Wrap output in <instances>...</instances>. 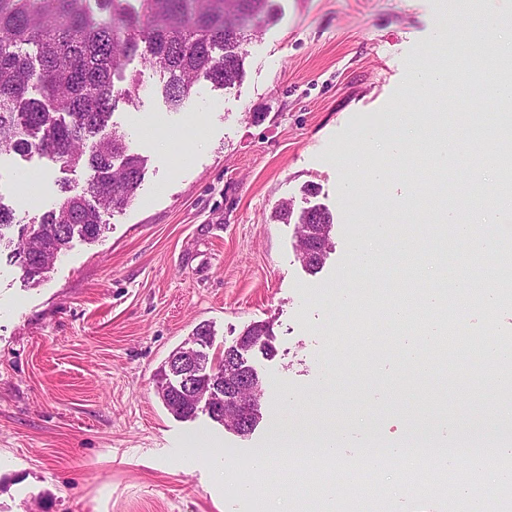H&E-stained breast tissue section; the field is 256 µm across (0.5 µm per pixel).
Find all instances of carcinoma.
Returning <instances> with one entry per match:
<instances>
[{
	"label": "carcinoma",
	"instance_id": "1",
	"mask_svg": "<svg viewBox=\"0 0 512 512\" xmlns=\"http://www.w3.org/2000/svg\"><path fill=\"white\" fill-rule=\"evenodd\" d=\"M270 12L271 0H0V154L34 151L88 170L80 188L63 184L61 201L26 224L0 204V246L10 248L23 279H44L74 237L98 241L104 213H121L136 197L147 159L111 123L118 101L139 96V80L124 73L127 59L138 53L159 73L166 103L177 110L202 80L224 90L242 80L249 31ZM298 223L317 239L304 262L316 272L327 255L319 233H331V216L311 207ZM16 224L17 237L4 239L3 229ZM498 268L506 298L511 253ZM271 335L270 325L254 323L240 344L262 342L268 353ZM223 356L200 353L194 383H218ZM165 406L179 419L197 415L192 401Z\"/></svg>",
	"mask_w": 512,
	"mask_h": 512
}]
</instances>
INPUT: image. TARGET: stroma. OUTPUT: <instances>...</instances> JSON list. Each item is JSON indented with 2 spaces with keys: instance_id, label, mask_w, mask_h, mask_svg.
Segmentation results:
<instances>
[{
  "instance_id": "stroma-1",
  "label": "stroma",
  "mask_w": 512,
  "mask_h": 512,
  "mask_svg": "<svg viewBox=\"0 0 512 512\" xmlns=\"http://www.w3.org/2000/svg\"><path fill=\"white\" fill-rule=\"evenodd\" d=\"M273 5L245 45L241 82L201 83L180 109L167 106L139 56L127 60L141 90L112 121L147 172L98 241L73 239L37 284L0 250V512H288L278 481L299 475L316 485L318 469L282 457L246 496L231 488L235 466L274 443L307 445L325 428L350 435L346 456L373 437L403 442L419 425L444 427L450 439L485 433L512 449L501 436L512 394L498 389L493 368L439 352L419 378L405 363L416 334L391 332L382 309L436 282L376 242L388 226L428 272L447 263L488 285L512 245V207L485 226L493 246L473 268L461 248L435 249L437 211L469 167L418 176L411 166L413 150L465 143V113L494 124L498 99L490 86L458 85L447 93V125L391 157L382 144L400 113L427 110L412 73L433 63L454 78L465 67L431 47L441 0ZM370 166L377 181L367 179ZM29 174L40 188L33 203L20 181ZM86 176L81 165L5 154L0 203L29 219L61 199V182L76 187ZM286 200L294 212L320 207L333 217L320 272L298 259L295 224L275 217ZM360 245L373 247L374 268L357 264ZM467 312L470 340L512 342V304ZM254 322L273 327L271 353L249 356L266 387L255 431L239 436L202 412L171 415L155 388L170 353L198 325H210L218 352ZM408 468L402 458L387 469L381 512H448L447 496L401 488Z\"/></svg>"
}]
</instances>
